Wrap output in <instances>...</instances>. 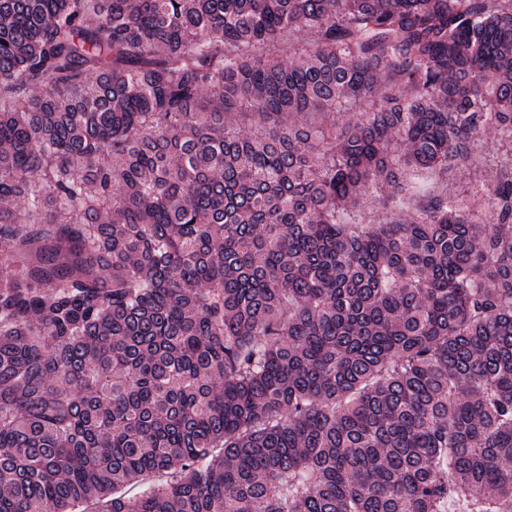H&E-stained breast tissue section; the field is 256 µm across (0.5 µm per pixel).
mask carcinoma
<instances>
[{"label":"carcinoma","instance_id":"cac0c4a2","mask_svg":"<svg viewBox=\"0 0 512 512\" xmlns=\"http://www.w3.org/2000/svg\"><path fill=\"white\" fill-rule=\"evenodd\" d=\"M93 500L512 512V0H0V512Z\"/></svg>","mask_w":512,"mask_h":512}]
</instances>
